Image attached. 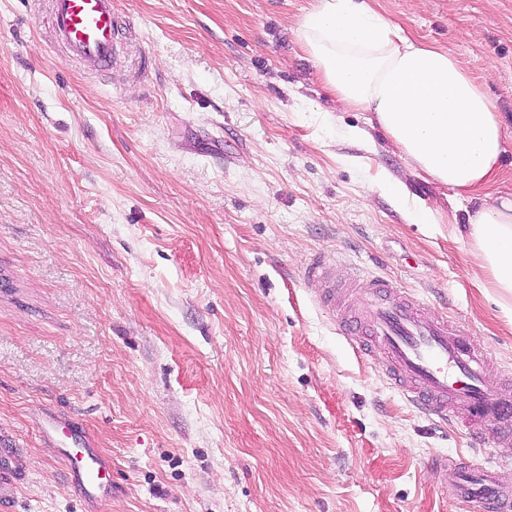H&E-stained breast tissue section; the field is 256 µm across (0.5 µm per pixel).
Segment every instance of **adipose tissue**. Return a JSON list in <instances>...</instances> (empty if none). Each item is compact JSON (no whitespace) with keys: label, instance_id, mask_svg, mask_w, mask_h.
<instances>
[{"label":"adipose tissue","instance_id":"obj_1","mask_svg":"<svg viewBox=\"0 0 512 512\" xmlns=\"http://www.w3.org/2000/svg\"><path fill=\"white\" fill-rule=\"evenodd\" d=\"M325 88L345 107L373 113L421 174L471 200L502 168L506 133L472 64L428 46L367 0H314L297 26ZM477 266L512 314V198L467 216Z\"/></svg>","mask_w":512,"mask_h":512}]
</instances>
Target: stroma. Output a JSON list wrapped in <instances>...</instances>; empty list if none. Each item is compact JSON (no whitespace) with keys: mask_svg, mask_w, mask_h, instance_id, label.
Here are the masks:
<instances>
[{"mask_svg":"<svg viewBox=\"0 0 512 512\" xmlns=\"http://www.w3.org/2000/svg\"><path fill=\"white\" fill-rule=\"evenodd\" d=\"M473 64L509 137L512 0H372ZM313 0H112V63L51 0H0V512H86L64 458L112 461L98 512H470L433 456L500 462L355 354L300 274L364 267L512 371L453 191L345 109L301 49ZM365 137L347 136L348 128ZM407 185L416 223L379 178ZM375 189L385 190L398 198L421 224L435 223L433 211L425 207L419 201L411 199L406 186L399 181L385 180L374 184Z\"/></svg>","mask_w":512,"mask_h":512,"instance_id":"stroma-1","label":"stroma"}]
</instances>
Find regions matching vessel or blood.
Returning <instances> with one entry per match:
<instances>
[{
  "label": "vessel or blood",
  "instance_id": "1",
  "mask_svg": "<svg viewBox=\"0 0 512 512\" xmlns=\"http://www.w3.org/2000/svg\"><path fill=\"white\" fill-rule=\"evenodd\" d=\"M53 38L70 58L107 64L113 54L115 18L112 0H51ZM303 283L317 301L335 309L336 286L322 258L311 259ZM355 308L337 312L343 335L358 337L357 350L376 361L393 386L425 416L453 419L481 442L486 424H494L499 442L512 444V395L486 369L473 338L447 315L393 282L374 278ZM85 462L72 468L84 500L97 501L110 460L97 449L81 451ZM437 471L448 476V490L476 512H512V492L498 482L492 467L471 468L445 460Z\"/></svg>",
  "mask_w": 512,
  "mask_h": 512
}]
</instances>
